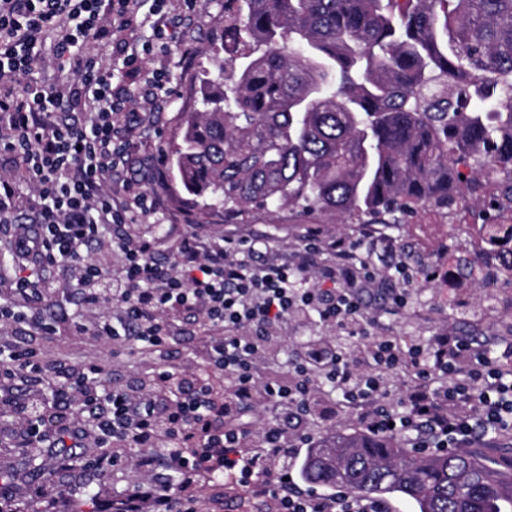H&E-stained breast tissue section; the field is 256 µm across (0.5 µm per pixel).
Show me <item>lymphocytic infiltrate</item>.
I'll use <instances>...</instances> for the list:
<instances>
[{
  "label": "lymphocytic infiltrate",
  "instance_id": "f902f5d3",
  "mask_svg": "<svg viewBox=\"0 0 512 512\" xmlns=\"http://www.w3.org/2000/svg\"><path fill=\"white\" fill-rule=\"evenodd\" d=\"M167 4L0 0V156L16 169L0 175V229L23 259L0 291V420L21 428L22 446L55 449L58 469L87 448L96 454L86 469L134 468L140 481L113 512H201L203 487L220 476L265 512H388L304 485L314 428L347 409L367 433L426 453L511 434L512 345L446 328L412 343L370 335L363 293L376 273L355 264L357 242H332L338 261L321 267L322 242L310 238L290 266L258 239L204 243L185 232L158 260V237L140 230L156 196L133 184L119 196L105 182L135 147L138 114L117 76L142 71L176 35L181 18ZM49 43L70 80L17 91ZM46 266L70 287L74 310L60 321L33 315L53 297ZM314 267L317 284L299 287ZM298 317L332 333L296 344L287 360L282 331ZM188 319L205 330L189 353L205 369L183 389L186 367L173 352ZM65 332L110 340L116 357L148 353L153 367L121 384L98 359L50 362L30 343ZM401 372L409 384L396 396L391 378Z\"/></svg>",
  "mask_w": 512,
  "mask_h": 512
}]
</instances>
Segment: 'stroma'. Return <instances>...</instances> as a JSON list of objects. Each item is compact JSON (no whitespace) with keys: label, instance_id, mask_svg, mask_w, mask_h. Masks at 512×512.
<instances>
[{"label":"stroma","instance_id":"35a3bbf8","mask_svg":"<svg viewBox=\"0 0 512 512\" xmlns=\"http://www.w3.org/2000/svg\"><path fill=\"white\" fill-rule=\"evenodd\" d=\"M224 38V0H201L193 16L183 21L166 53L146 59L145 70L165 69L174 88L170 98L140 110L141 121L134 136L141 149L128 166L114 169L112 189L122 192L127 181L139 180L164 201L153 218L157 224L197 225L202 233L226 237L267 236L278 261L296 263L310 230H320L324 241L346 239L364 241L361 259L378 270V286L370 292L379 307L378 335L403 339H423L448 327L459 335L482 343L498 339L512 341V282L501 278L490 287L459 279L454 259L472 252L474 237L469 228L478 216L467 205H459L449 215L422 210L405 224L375 223L373 229L361 224H340L321 210L282 207L252 210L238 215L215 209L201 214L183 193L173 168H158L156 159L169 150L185 113L197 108L200 78L210 62L205 53ZM412 272L409 282H400L396 265ZM405 287L408 304L400 311L389 303L391 289ZM49 357H94L112 362L110 341L92 336L61 335L40 340ZM113 363V362H112ZM43 477L32 476L21 461L17 448L0 446V470L20 474L16 501L26 512H72V497L61 495L69 473L60 471L50 457L40 460Z\"/></svg>","mask_w":512,"mask_h":512}]
</instances>
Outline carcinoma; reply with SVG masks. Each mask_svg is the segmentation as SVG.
I'll use <instances>...</instances> for the list:
<instances>
[{"label": "carcinoma", "mask_w": 512, "mask_h": 512, "mask_svg": "<svg viewBox=\"0 0 512 512\" xmlns=\"http://www.w3.org/2000/svg\"><path fill=\"white\" fill-rule=\"evenodd\" d=\"M200 88L169 152L191 202L283 206L350 222L486 206L481 261L512 275V0H225ZM312 485L392 495L418 512H512V463L408 452L338 431L309 450Z\"/></svg>", "instance_id": "1"}]
</instances>
